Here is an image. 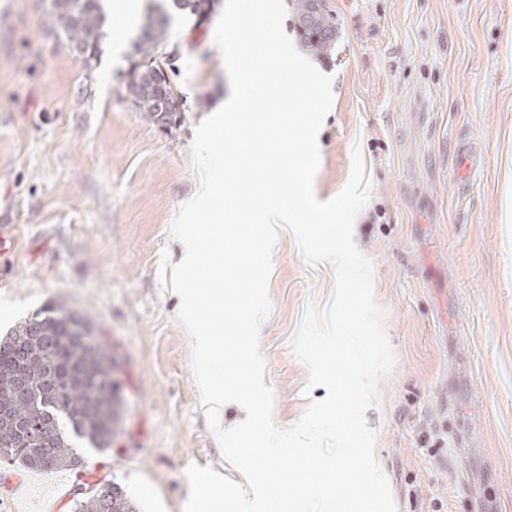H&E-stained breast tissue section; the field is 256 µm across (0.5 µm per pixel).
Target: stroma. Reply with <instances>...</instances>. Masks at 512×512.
<instances>
[{
  "label": "stroma",
  "mask_w": 512,
  "mask_h": 512,
  "mask_svg": "<svg viewBox=\"0 0 512 512\" xmlns=\"http://www.w3.org/2000/svg\"><path fill=\"white\" fill-rule=\"evenodd\" d=\"M169 15L167 75L179 112L162 128L127 94L138 27L85 68L46 0H0V194L15 197L0 254V336L44 306L77 312L116 359L123 399L110 448L81 465L31 470L0 461V512H74L77 474L115 482L140 512H186L191 481L213 512L240 476L199 402L179 296L162 290L161 253L178 263L171 225L199 184L197 125L227 96L215 41L224 0L206 20L172 0H134ZM336 46L312 56L333 78L319 131L314 193L347 184L354 152L371 182L353 237L394 353L366 411L396 512H512V0H326ZM474 138L481 169L455 178V148ZM337 292L333 265L309 266L279 228L259 350L273 419L293 425L325 387L305 393L290 341L309 304Z\"/></svg>",
  "instance_id": "obj_1"
}]
</instances>
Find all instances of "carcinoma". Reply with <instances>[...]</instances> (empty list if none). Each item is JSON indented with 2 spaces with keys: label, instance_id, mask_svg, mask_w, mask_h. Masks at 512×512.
<instances>
[{
  "label": "carcinoma",
  "instance_id": "1",
  "mask_svg": "<svg viewBox=\"0 0 512 512\" xmlns=\"http://www.w3.org/2000/svg\"><path fill=\"white\" fill-rule=\"evenodd\" d=\"M295 24L318 56L336 43V19L313 10L312 0H294ZM50 17L63 31L84 66L98 59L105 13L102 0H52ZM165 21L148 14L136 42L144 56L127 84L138 111L160 123L165 115L160 85L146 60L164 41ZM118 365L79 314L54 304L18 323L0 340V449L30 469L70 467L80 459L74 439L100 451L111 447L121 421ZM74 512H136L120 485L108 482L81 493Z\"/></svg>",
  "mask_w": 512,
  "mask_h": 512
}]
</instances>
